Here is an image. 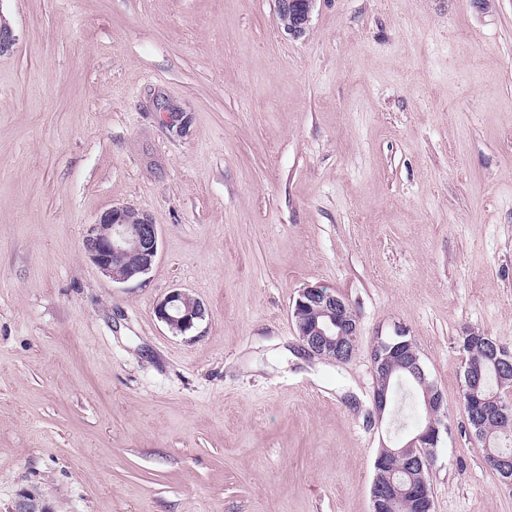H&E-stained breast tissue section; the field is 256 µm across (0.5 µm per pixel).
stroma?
<instances>
[{"label":"stroma","mask_w":512,"mask_h":512,"mask_svg":"<svg viewBox=\"0 0 512 512\" xmlns=\"http://www.w3.org/2000/svg\"><path fill=\"white\" fill-rule=\"evenodd\" d=\"M0 512H370L404 330L448 406L434 512H512L462 408L464 330L512 347V0H0ZM160 237L118 284L107 210ZM343 295L349 362L304 352ZM190 331L154 314L172 289ZM281 28L293 37L305 34L316 0H275ZM86 254L115 283L145 280L159 253V230L148 214L116 206L90 224L84 238ZM130 255L136 257L127 259ZM134 261V262H133ZM323 288L320 285L302 288L291 317L310 354L342 362L354 353L343 347L342 340L344 336H359L357 317L345 297ZM154 312L173 333L183 334L205 317L203 302L191 293L174 289L158 300ZM14 512H54V510L46 503L43 496L32 492L29 489L19 494Z\"/></svg>","instance_id":"obj_1"}]
</instances>
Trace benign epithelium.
Masks as SVG:
<instances>
[{
    "label": "benign epithelium",
    "instance_id": "1",
    "mask_svg": "<svg viewBox=\"0 0 512 512\" xmlns=\"http://www.w3.org/2000/svg\"><path fill=\"white\" fill-rule=\"evenodd\" d=\"M283 31L293 37L305 34L316 0H275ZM86 254L97 269L115 283L144 281L159 253V230L149 215L128 206H116L97 223L89 225L84 238ZM135 261H128L129 256ZM154 312L173 333L184 334L205 317L203 302L191 293L174 289L157 301ZM291 317L298 336L308 352L326 360L341 362L353 351L343 347L346 336H359L358 321L342 295L320 285L302 288L292 307ZM487 354L498 367L512 365V351L499 342H487ZM370 361L374 377L402 370L416 381L424 382L423 399L419 401L425 417L405 439L393 445L392 454L404 457V465L386 473L382 483L371 490V512H386V508L404 492L403 476L418 477L417 496L425 512H433L434 501L423 476V461L448 433V414L442 392L427 383L428 371L418 348L405 339L403 332L392 337L383 349L373 347ZM372 401L377 420L390 412L393 388L374 387ZM512 412L495 397L480 401L475 416L508 415ZM14 512H54L43 496L29 489L22 491L15 502Z\"/></svg>",
    "mask_w": 512,
    "mask_h": 512
}]
</instances>
